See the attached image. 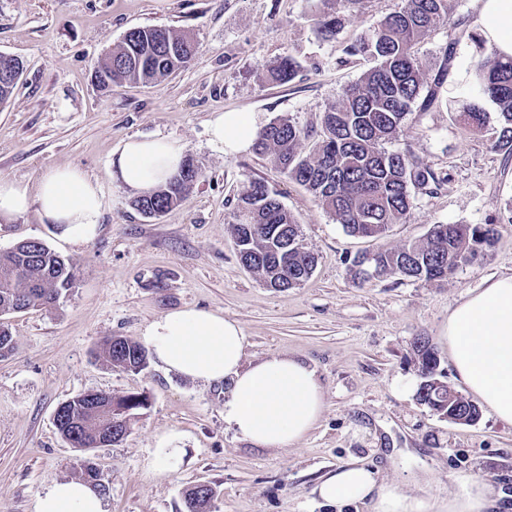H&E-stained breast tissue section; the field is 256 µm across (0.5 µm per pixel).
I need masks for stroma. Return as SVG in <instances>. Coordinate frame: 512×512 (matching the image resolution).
<instances>
[{
    "label": "stroma",
    "mask_w": 512,
    "mask_h": 512,
    "mask_svg": "<svg viewBox=\"0 0 512 512\" xmlns=\"http://www.w3.org/2000/svg\"><path fill=\"white\" fill-rule=\"evenodd\" d=\"M399 2L365 0L359 13L342 12L341 28L327 39L317 25L322 0H0V53L23 65L0 106V177L33 187L50 170L73 166L99 179L105 195L98 234L85 243L61 238L34 210L0 217V251L36 239L78 275L56 308L0 315L16 345L0 359V512H32L54 481L80 478L87 461L102 474L106 512H181L185 490L200 483L215 492L213 512H325L313 488L347 463L376 470L408 494L447 498L453 475L464 471L494 495H512V424L486 410L476 423H453L416 399L414 341L428 338L455 384L443 337L449 313L486 280L512 274V155L457 121L476 100L488 118L497 112L471 87L481 53L471 38L474 0H450L447 23L417 46L427 78L446 49L454 59L439 105L410 112L386 148L418 159L440 182L412 187L409 213L384 236L347 233L273 154L225 155L210 142L217 112L254 113L261 127L278 118L319 127L324 110L369 67L345 46ZM143 26L189 36L195 58L158 82L99 86L98 65ZM285 57L297 62L296 78L268 81L267 66ZM134 134L177 140L199 171L181 204L156 219L144 218L135 193L108 173L113 152ZM254 178L276 193L317 257L300 287H264L237 257L228 221ZM437 224H490L497 234L442 281L353 280L357 255L424 239ZM185 307L237 320L245 362L286 354L316 370L325 407L304 439L255 447L225 424L223 385L166 373L152 361L132 372L97 358L105 338L142 342L148 323ZM90 391L138 395L146 406L122 441L84 453L60 435L54 416ZM169 434L180 439L181 460L147 472L158 439Z\"/></svg>",
    "instance_id": "obj_1"
}]
</instances>
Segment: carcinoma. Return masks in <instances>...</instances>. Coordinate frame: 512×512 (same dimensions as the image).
<instances>
[{
	"label": "carcinoma",
	"instance_id": "carcinoma-1",
	"mask_svg": "<svg viewBox=\"0 0 512 512\" xmlns=\"http://www.w3.org/2000/svg\"><path fill=\"white\" fill-rule=\"evenodd\" d=\"M362 0H324L331 5L318 25L322 34L332 36L341 19L334 5L354 7ZM449 0H401L366 37L344 48L350 57L371 56L376 65L344 88L338 102L323 113L321 130L308 153L302 142L311 137L287 119L271 122L258 132L254 148L275 156L289 179L303 186L329 211L337 223L359 237H381L390 225L402 221L412 207L410 185L425 186L436 181L434 173L405 154L389 152L383 144L394 138L414 105L426 112L438 103L440 79L428 85L414 47L431 30L448 23ZM195 54L187 37L167 28L138 27L122 41L96 71L99 84L108 87L125 83H150L165 79L186 66ZM296 64L284 58L268 68L271 80L291 81ZM473 84L479 95L489 98L498 110V125L491 129L494 148L512 155V58L504 61L489 52L473 65ZM467 130H483L486 113L470 106L458 115ZM197 168L188 159L169 181L153 193L133 202L145 217L154 218L178 205L192 189L183 173ZM238 257L268 288H295L307 281L316 257L305 250L300 225L260 180H251L237 198L230 224ZM489 225L449 224L434 228L423 242L372 254L378 277L440 281L459 264L467 262L479 248L494 241ZM77 276L72 264L41 241L30 240L0 251V312L29 308H52L72 288ZM421 381L416 398L437 414L452 412L471 419L479 408L469 399L448 407V399L437 396V388L448 383L437 372L439 362L427 341L413 345ZM97 357L115 368L141 371L148 353L139 344L112 336L104 340ZM146 405L141 396L112 397L100 394L91 400L79 394L56 412L61 435L83 451L98 447L97 431L110 430L107 416L118 420L112 443L122 440L134 411ZM213 489L197 484L185 491L184 512H211Z\"/></svg>",
	"mask_w": 512,
	"mask_h": 512
}]
</instances>
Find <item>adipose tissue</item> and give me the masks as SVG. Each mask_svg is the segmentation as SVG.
Segmentation results:
<instances>
[{
    "label": "adipose tissue",
    "mask_w": 512,
    "mask_h": 512,
    "mask_svg": "<svg viewBox=\"0 0 512 512\" xmlns=\"http://www.w3.org/2000/svg\"><path fill=\"white\" fill-rule=\"evenodd\" d=\"M477 29L486 45L512 58V0H476ZM210 141L220 152L252 147L257 125L249 112H218L209 121ZM184 148L166 137H127L111 163V176L135 192L165 183L180 167ZM59 227L63 238L83 243L94 238L104 208L99 180L63 167L42 176L36 189L0 177V216L18 217L30 209ZM448 352L456 377L479 404L512 423V275L487 280L448 316ZM143 340L169 373L205 384H225L224 421L260 448L291 446L314 427L324 408L321 384L303 362L273 355L248 365L241 325L222 313L192 307L151 321ZM458 487L444 505L429 496H408L376 471L346 465L315 486L323 505L343 512L351 505L368 512H497L485 481L455 475ZM33 512H105L91 482H54L33 504Z\"/></svg>",
    "instance_id": "1"
}]
</instances>
